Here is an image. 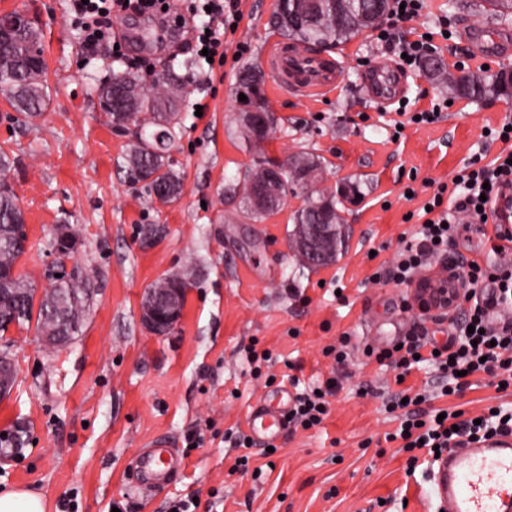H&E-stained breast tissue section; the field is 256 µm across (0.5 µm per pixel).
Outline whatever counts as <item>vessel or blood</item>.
Instances as JSON below:
<instances>
[{
    "instance_id": "b4317fda",
    "label": "vessel or blood",
    "mask_w": 512,
    "mask_h": 512,
    "mask_svg": "<svg viewBox=\"0 0 512 512\" xmlns=\"http://www.w3.org/2000/svg\"><path fill=\"white\" fill-rule=\"evenodd\" d=\"M460 36L476 56L492 59L512 54V30L507 25L470 27ZM266 59L279 87L302 99L330 93L342 82L337 59L309 54L283 41L269 46ZM365 82L372 98L384 106L405 95L404 75L386 66L371 70ZM294 398L293 390L283 385L257 399L246 417L248 433L257 445L279 437ZM183 469L179 449L160 437L136 456L132 483L139 489H154L170 484ZM429 482V495L439 501L442 512H512V434L450 449L437 461Z\"/></svg>"
}]
</instances>
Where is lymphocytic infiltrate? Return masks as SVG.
I'll use <instances>...</instances> for the list:
<instances>
[{"label": "lymphocytic infiltrate", "instance_id": "lymphocytic-infiltrate-1", "mask_svg": "<svg viewBox=\"0 0 512 512\" xmlns=\"http://www.w3.org/2000/svg\"><path fill=\"white\" fill-rule=\"evenodd\" d=\"M165 0H73L79 22L85 32L87 45L94 46L112 36V17L127 11L142 12L162 9ZM391 27L379 30L378 41L397 42L404 59L403 66L411 68L428 51L431 40L419 36L410 41L396 38L394 28L419 17L424 0H392ZM192 12L206 13L205 25L195 27L192 34L196 49H207L216 57L222 46L216 35L221 26L235 24L238 14L236 0H193ZM497 137L504 149L490 162H470L453 178L451 186H439L429 200L430 215L420 224L413 243L407 244L397 263L382 270L385 280L406 282L437 255L447 252L460 224L475 223L484 211L493 209L505 188L512 186V130H499ZM491 250L500 255L497 263L475 255L462 258L459 277L468 285L463 302L464 318L453 328L448 345L438 354L428 353L424 337L405 336L400 346H365L364 353L383 366L396 369L399 378H406L418 363L431 365L440 375L443 396L461 394L470 387L471 377L490 378L492 384L512 387V320L494 322L496 310L512 306V262L504 260L503 245L492 244ZM339 386L338 378H330L324 386L298 394L288 413L291 427L305 430L322 424L329 413L328 398ZM430 397L402 389L385 402L388 413L398 414L400 425L392 433L409 455L410 465H417L420 455L434 456L448 452L464 441L481 442L497 434L512 432V408L497 407L484 412L480 418L467 417L463 410L446 412L426 409Z\"/></svg>", "mask_w": 512, "mask_h": 512}]
</instances>
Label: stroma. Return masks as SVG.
Here are the masks:
<instances>
[{
  "label": "stroma",
  "mask_w": 512,
  "mask_h": 512,
  "mask_svg": "<svg viewBox=\"0 0 512 512\" xmlns=\"http://www.w3.org/2000/svg\"><path fill=\"white\" fill-rule=\"evenodd\" d=\"M276 4L238 0V26L223 36L225 61L206 79L193 43L182 42L173 59L168 45L141 39L148 19L114 20L118 48L91 51L71 23L70 0H0V15L21 13L41 27L50 91L42 119L32 124L0 96V151L10 159L6 180L28 235L16 270L37 289L48 287L53 231L64 222L78 238L66 267L87 277L91 294L81 334L63 349H45L31 328H11L0 339L18 368L13 394L0 400V434H19L23 448L18 458L0 454V492H38L47 512H61L69 500L77 512H110L124 497L136 512H165L167 500L212 488L220 491L213 512H435L427 478L408 473L407 453L386 439L398 426L382 400L396 389L394 372L363 349L380 339L394 344L416 327L429 343L446 344L450 317L414 313L411 285L378 283L373 275L410 240L437 185L502 150L489 133L512 118V99L457 98L436 123H401V114L430 108L448 90L423 68L410 69L403 101L379 107L361 78L399 59L371 30L339 47L338 91L304 101L267 78L275 122L268 140L249 143L238 132V75L244 64H263L280 39L271 24ZM442 18L473 27L496 21L477 0H425L413 26L435 34ZM433 43L446 65L461 60L458 36L435 34ZM170 66L186 78L188 94L169 150L183 192L164 204L129 180L135 131L103 122L96 89L115 70L148 83ZM297 153L319 158L317 189H359L340 206L351 227L346 249L315 270L302 267L289 244L304 190L262 219L242 203L244 176L259 160ZM410 188L415 197H407ZM489 249L476 225H466L450 255L433 258L425 273H447L449 256ZM175 273L191 282L183 317L169 334L152 335L140 321L142 299L161 275ZM343 335L353 346L349 377L331 396L322 426L286 431L262 477L233 471L238 450L224 434L244 426L265 391L251 373L249 350L270 351L274 373L290 367L301 386H315L333 371L325 348ZM406 383L433 394L434 407L470 416L512 406V393L484 381L463 396H440L429 366ZM191 429L205 442L186 456L180 477L131 493L137 453L158 436L183 445Z\"/></svg>",
  "instance_id": "35a3bbf8"
}]
</instances>
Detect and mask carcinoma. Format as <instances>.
Masks as SVG:
<instances>
[{
    "mask_svg": "<svg viewBox=\"0 0 512 512\" xmlns=\"http://www.w3.org/2000/svg\"><path fill=\"white\" fill-rule=\"evenodd\" d=\"M482 8L500 17L512 15V0H484ZM391 0H280L272 18L273 25L289 40L305 48H337L378 26V18L390 13ZM15 50L0 57V94L28 122L41 116L47 105L48 95L44 84V60L35 54L40 49L38 26L25 21L19 23L13 33ZM429 75L448 87L453 97L482 100L489 96L512 97V85L505 84L504 71L486 75H468L457 78L449 73L442 61L429 56L423 61ZM257 66L250 64L242 68L238 77V88L246 97L251 112L269 111L262 91V84L254 79ZM122 89L125 95V111L112 109L114 91ZM99 105L105 122L113 127L139 124L151 127V135L137 142L127 160L128 176L134 183L143 182L149 193L160 202L177 200L183 191V180L170 161L168 150L174 141V127L179 124L186 98L185 84L175 69L169 68L159 75L146 89L142 78L135 72L125 70L112 73V77L98 88ZM270 158L263 159L245 178V185H260L266 182L273 164ZM10 160L0 153V277L3 288H14L11 298L0 300V335L10 327H30L38 336H54L63 333L76 337L81 332L85 318L86 280L77 273H61L39 296V306L32 304L35 286L16 275L19 258L25 253L23 240L18 238L17 228L25 224L24 212L13 189L4 182ZM321 169L314 156L301 154L296 160L297 175L288 178L280 188L285 197L288 191L306 187L313 182ZM333 193L310 188L305 205L294 216V224L336 225L335 248L329 259L333 260L346 245V228Z\"/></svg>",
    "mask_w": 512,
    "mask_h": 512,
    "instance_id": "obj_1",
    "label": "carcinoma"
}]
</instances>
